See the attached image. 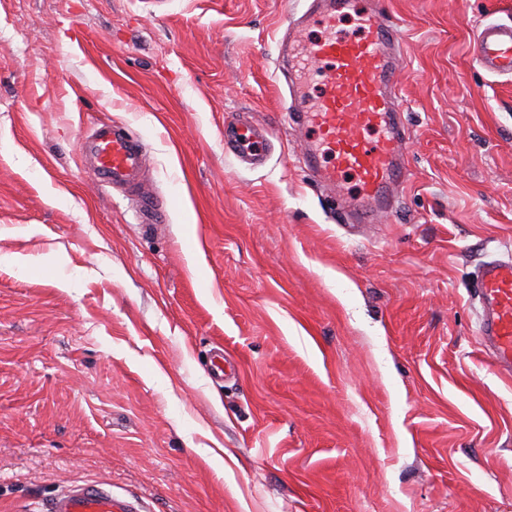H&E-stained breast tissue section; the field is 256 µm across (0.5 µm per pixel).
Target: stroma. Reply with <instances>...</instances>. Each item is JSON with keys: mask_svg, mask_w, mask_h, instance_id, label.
Listing matches in <instances>:
<instances>
[{"mask_svg": "<svg viewBox=\"0 0 512 512\" xmlns=\"http://www.w3.org/2000/svg\"><path fill=\"white\" fill-rule=\"evenodd\" d=\"M303 0H0V512L95 483L138 512H512V376L472 296L512 258V0H385L409 180L358 224L276 80ZM267 161L224 150L243 116ZM146 145L136 203L81 134ZM27 257L21 265L19 257ZM473 58L492 75L512 77V20L482 23L476 30ZM82 148L98 183L137 196L141 223L161 222L162 201L142 190L146 154L139 137L118 123L99 124L83 136Z\"/></svg>", "mask_w": 512, "mask_h": 512, "instance_id": "obj_1", "label": "stroma"}]
</instances>
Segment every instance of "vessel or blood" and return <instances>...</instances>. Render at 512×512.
I'll return each instance as SVG.
<instances>
[{"instance_id": "b4317fda", "label": "vessel or blood", "mask_w": 512, "mask_h": 512, "mask_svg": "<svg viewBox=\"0 0 512 512\" xmlns=\"http://www.w3.org/2000/svg\"><path fill=\"white\" fill-rule=\"evenodd\" d=\"M349 20L352 32L337 30ZM322 27L310 42L305 63L288 51V74L302 88L303 73H319L314 100L291 102L288 123L314 128L299 159L320 187L339 194L344 208L371 224L395 210V190L408 175L405 112L396 82L402 44L399 29L381 0H310L302 17L290 20L288 33L308 25ZM475 63L484 71L512 77V20H489L476 30ZM269 129L244 126L224 137L225 152L253 161L269 150ZM90 173L101 185L137 196L144 224L160 223L162 201L143 191L146 154L139 137L125 126L99 124L83 137ZM479 334L493 367L512 373V259L484 262L479 270ZM40 512H133L113 499L111 490L87 484L64 490Z\"/></svg>"}]
</instances>
